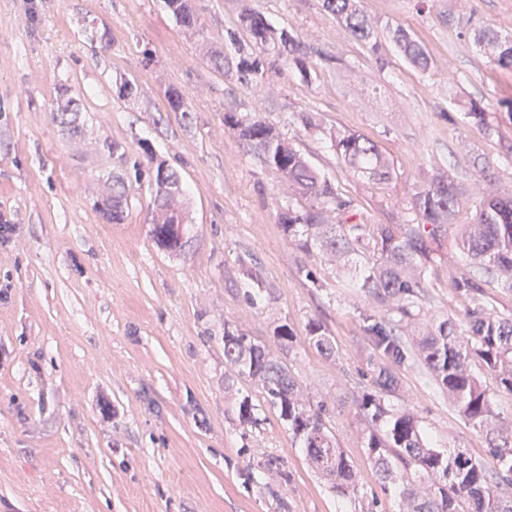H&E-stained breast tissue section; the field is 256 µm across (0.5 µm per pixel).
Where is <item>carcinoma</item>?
Wrapping results in <instances>:
<instances>
[{
	"label": "carcinoma",
	"instance_id": "1",
	"mask_svg": "<svg viewBox=\"0 0 512 512\" xmlns=\"http://www.w3.org/2000/svg\"><path fill=\"white\" fill-rule=\"evenodd\" d=\"M167 6L186 29L200 33L193 0H167ZM323 8L336 17L356 39L379 44L376 24L360 10L358 0H323ZM391 39L405 59L424 69L428 58L423 46L403 26L389 29ZM457 37L470 39L501 68L512 69V35L503 37L491 28L468 21L457 26ZM224 43L236 54L238 79L256 85L269 71L267 60L296 69L308 78L314 59L330 62L332 56L302 41L286 28L272 27L258 11L245 5L237 24L224 33ZM63 101L55 119L73 136L85 127L80 94L59 88ZM167 102L174 112L189 117L190 107L182 93L171 90ZM474 125L488 127L487 107L471 101L465 112ZM224 125L258 162L281 175L288 190L309 202L280 209L279 224L301 249L317 248L337 263L361 268L350 286L366 293L373 310L360 313L364 335L369 339V388L356 401L357 413L366 423L363 443L378 476L397 481L402 494L412 500L409 512H512V442L503 440L489 450L492 463L472 458L464 448L440 449L432 444L421 418L394 404L399 372L424 370L448 400L473 426L493 424L492 393L477 377L479 368L494 375L502 391L512 394V308L495 310L485 286L497 283L512 294V193L492 195L476 207L470 223L462 226L458 249L470 257L476 272L450 278L462 303L460 318L443 317L415 332L412 325L431 308L428 276L438 259L442 240L448 236L458 204V185L437 172L414 194L413 208L421 217L414 224H377L365 237L361 224L341 219L351 201L338 195L331 181L311 166L304 154L276 126L234 107L224 110ZM332 147L354 174L375 183L392 179L393 166L377 142L354 133L330 134ZM112 158L107 177L110 192L99 213L108 223L124 221L129 184L147 182L152 194L154 243L170 253H182L189 243L186 217L179 198L170 194L180 186L179 172L156 157L147 142L134 155L118 142L106 144ZM340 217L332 223L328 212ZM385 312H380V309ZM309 343L323 356L335 355L336 347L325 326L316 319L306 324ZM273 337L278 351L224 325V367L246 389L236 393L234 404L242 426L257 427L275 414L300 440L309 463L339 495L356 499L361 493L357 473L335 441L323 406L307 405L298 381L288 367L297 336L286 323L277 325Z\"/></svg>",
	"mask_w": 512,
	"mask_h": 512
}]
</instances>
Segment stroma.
<instances>
[{
	"mask_svg": "<svg viewBox=\"0 0 512 512\" xmlns=\"http://www.w3.org/2000/svg\"><path fill=\"white\" fill-rule=\"evenodd\" d=\"M331 55L311 82L290 69L262 84L238 81L209 47L224 44L243 3ZM203 33L180 27L165 0H0V512H405L376 474L355 400L369 381L358 315L363 291L345 287L334 262L297 247L277 221L288 188L224 125V107L265 118L300 146L351 200L354 222L413 220L416 186L440 171L459 186L456 223L479 201L512 190V70L497 66L454 19L512 24V0H360L378 25L407 27L427 70L410 65L388 33L379 67L368 45L324 11L322 0H195ZM131 81L137 95L121 98ZM82 93L91 116L71 138L53 118L58 86ZM181 91L189 118L170 111ZM492 102L487 127L464 119ZM306 110L323 128L289 124ZM372 139L393 163L372 185L341 170L327 136ZM149 142L185 189L191 246L159 249L148 187H132L121 224L93 203L112 161L102 143ZM432 275V312L458 307L449 275L473 267L447 237ZM266 290L247 294L251 274ZM320 320L336 346L306 340ZM298 344L288 367L310 405L325 404L362 496L332 493L300 440L277 418L242 427L224 396V327L273 344L281 323ZM398 405L414 409L445 448L487 460L491 432L512 433V395L497 392L494 430L472 427L421 369L401 374ZM306 332L309 343L323 356L333 357L336 347L332 336H329L325 326L316 319H309L306 324Z\"/></svg>",
	"mask_w": 512,
	"mask_h": 512,
	"instance_id": "stroma-1",
	"label": "stroma"
}]
</instances>
